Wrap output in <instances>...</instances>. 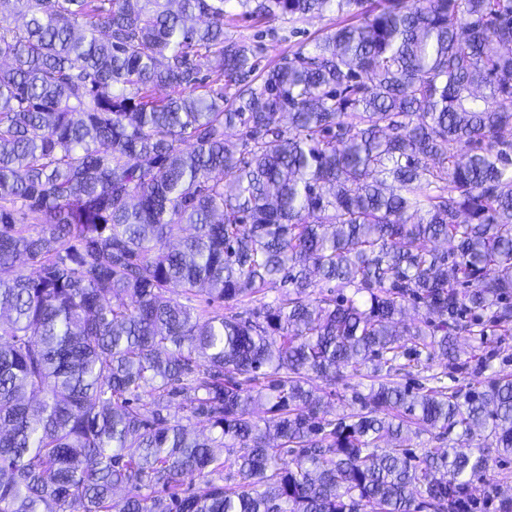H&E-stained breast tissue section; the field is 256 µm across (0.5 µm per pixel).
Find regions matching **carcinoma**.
<instances>
[{
	"mask_svg": "<svg viewBox=\"0 0 512 512\" xmlns=\"http://www.w3.org/2000/svg\"><path fill=\"white\" fill-rule=\"evenodd\" d=\"M0 1V512H512V0ZM335 24V25H334ZM336 27V17L325 14L323 17H308L294 24L276 21L252 26V22L238 18L236 25L226 26L225 31L234 37L247 38L253 41V35L263 32L261 41L263 51L259 54L260 68L273 66L288 57L302 43H311L319 35L325 34ZM314 383L318 388L322 389L320 394L325 395V402L328 401L330 403L328 405V410L338 415L347 410L343 401L345 397L342 396L349 398L353 389H359L364 393L368 392L367 386L370 384V381L359 377L349 376L336 385H330L329 382L321 379H316ZM329 393H335L336 395L327 397L326 395H329ZM505 474L509 475L508 480L503 479ZM499 480L501 481V483H503V489H505L507 491V489L509 487L511 488L509 493L512 494V463H511V459H509L508 462H500L497 464H493L491 470L487 474L485 481L487 482V481H499ZM484 482L475 481L473 483L472 493L476 497L482 496V491L485 487Z\"/></svg>",
	"mask_w": 512,
	"mask_h": 512,
	"instance_id": "1",
	"label": "carcinoma"
}]
</instances>
